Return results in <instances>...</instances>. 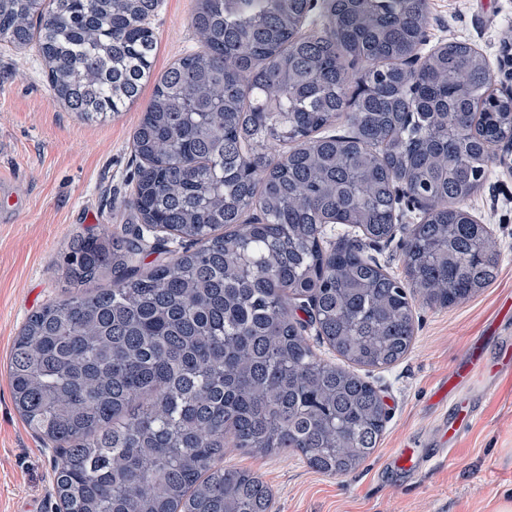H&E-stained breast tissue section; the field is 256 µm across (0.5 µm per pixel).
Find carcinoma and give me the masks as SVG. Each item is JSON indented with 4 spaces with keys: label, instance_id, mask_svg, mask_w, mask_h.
I'll list each match as a JSON object with an SVG mask.
<instances>
[{
    "label": "carcinoma",
    "instance_id": "obj_1",
    "mask_svg": "<svg viewBox=\"0 0 512 512\" xmlns=\"http://www.w3.org/2000/svg\"><path fill=\"white\" fill-rule=\"evenodd\" d=\"M150 0H0V41L36 49L56 98L86 120L152 78ZM197 0L204 49L155 79L133 134L131 203L182 250L137 265L143 229L78 235L61 265L76 293L32 312L7 365L25 424L60 450L58 512H273L259 475L223 464L292 451L345 476L388 412L353 370L402 359L413 299L463 302L501 252L463 207L512 136V97L488 93L466 40L405 68L425 0ZM345 134L331 132L336 124ZM403 194L424 216L396 223ZM343 225L333 247L322 225ZM363 234H401L407 280ZM103 278L112 287L82 286ZM313 327L342 363L317 357Z\"/></svg>",
    "mask_w": 512,
    "mask_h": 512
}]
</instances>
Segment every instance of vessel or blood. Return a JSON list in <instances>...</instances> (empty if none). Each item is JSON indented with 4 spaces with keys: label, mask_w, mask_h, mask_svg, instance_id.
Returning <instances> with one entry per match:
<instances>
[{
    "label": "vessel or blood",
    "mask_w": 512,
    "mask_h": 512,
    "mask_svg": "<svg viewBox=\"0 0 512 512\" xmlns=\"http://www.w3.org/2000/svg\"><path fill=\"white\" fill-rule=\"evenodd\" d=\"M510 373L512 335L491 329L458 360L436 393L441 412L429 431V438L437 447L436 454H420L414 446L399 448L391 455V463L414 474L426 470L434 460L447 458L457 440L475 425L488 394V382Z\"/></svg>",
    "instance_id": "b4317fda"
}]
</instances>
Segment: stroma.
<instances>
[{
  "label": "stroma",
  "mask_w": 512,
  "mask_h": 512,
  "mask_svg": "<svg viewBox=\"0 0 512 512\" xmlns=\"http://www.w3.org/2000/svg\"><path fill=\"white\" fill-rule=\"evenodd\" d=\"M196 0H161L152 19L161 74L201 51L191 24ZM428 47L467 40L498 69L512 42V0H427ZM145 85L129 109L85 121L58 102L33 52L0 47V512H56L51 492L57 449L40 440L12 403L9 354L26 318L68 297L60 264L76 234H121L139 218L130 206L138 171L132 136L151 98ZM484 185L466 202L501 250L496 281L450 307L416 301L415 338L406 356L365 377L389 418L378 448L346 477L322 474L294 452L255 457L227 445L224 462L261 475L277 512H512V377L487 400L482 418L452 458L425 476H381L383 456L416 442L438 411L431 398L442 378L480 336L501 299L512 295V147L500 143Z\"/></svg>",
  "instance_id": "1"
}]
</instances>
